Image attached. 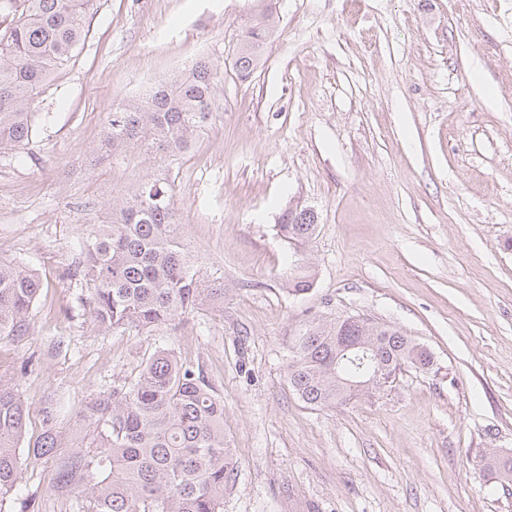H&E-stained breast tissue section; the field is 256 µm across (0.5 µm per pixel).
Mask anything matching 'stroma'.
Returning a JSON list of instances; mask_svg holds the SVG:
<instances>
[{"label": "stroma", "instance_id": "obj_1", "mask_svg": "<svg viewBox=\"0 0 512 512\" xmlns=\"http://www.w3.org/2000/svg\"><path fill=\"white\" fill-rule=\"evenodd\" d=\"M264 9L275 32L243 81L233 48ZM200 54L224 67V117L152 172L173 180L180 240L224 297L102 332L69 268L142 170L89 159L113 106ZM35 109L32 141L0 156V258L43 282L28 333L0 339L28 439L53 404L61 455L90 446V399L165 348L224 400L223 512H512V481L483 467L512 453V0H100ZM295 206L318 216L299 246L277 229ZM302 269L314 284L295 295ZM358 314L433 365L306 406L286 381L295 336ZM55 471L24 461L0 512H66Z\"/></svg>", "mask_w": 512, "mask_h": 512}]
</instances>
